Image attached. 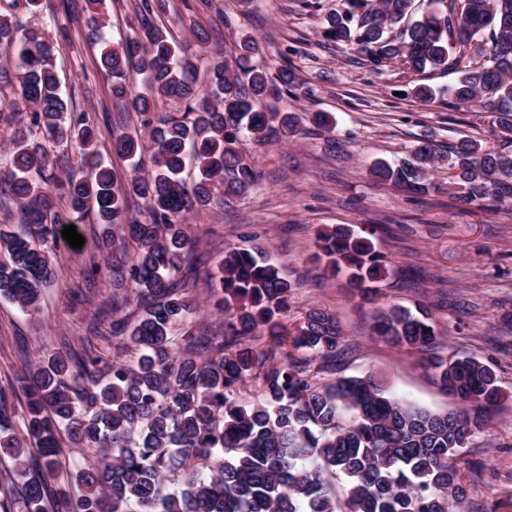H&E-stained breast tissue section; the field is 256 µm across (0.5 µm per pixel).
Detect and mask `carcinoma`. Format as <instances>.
Instances as JSON below:
<instances>
[{"instance_id": "cac0c4a2", "label": "carcinoma", "mask_w": 512, "mask_h": 512, "mask_svg": "<svg viewBox=\"0 0 512 512\" xmlns=\"http://www.w3.org/2000/svg\"><path fill=\"white\" fill-rule=\"evenodd\" d=\"M343 2L327 15L323 36L350 47L353 63L381 70L395 60L411 72L451 64L459 72L449 90L454 107H488L512 132V0ZM138 24L120 48L102 50L112 95L148 124L159 96L183 102L184 111L152 127L148 144L137 132L115 139L133 171L119 191L94 149L90 118L68 116L59 47L0 14V49L15 62L12 90L32 107L43 139L20 128L10 136L4 179L25 231L0 228V298L34 311L57 280L50 242L61 237L54 201L64 197L77 213L94 210L112 243V286L130 284L140 308L134 324L115 319L100 337L106 345L127 341L133 360L89 344L24 370L23 430L0 391V455L12 458L0 470V512H469L458 462L500 398L498 375L475 357L442 354L427 307H382L372 334L423 354L436 383L460 403L446 413L394 397L374 373L316 385V374L335 371L344 357L340 322L313 307L286 327L299 283L283 276L257 237L224 248L208 273L221 334L191 335L201 257L187 216L217 193L230 200L258 184L244 139L286 143L304 133V120L330 134L335 120L279 107L314 92L287 61L273 71L253 64L261 52L253 36H241L224 57L205 56L157 25L146 0ZM475 38L484 45L479 63L465 61ZM50 143L77 150L80 177L53 174ZM443 162L460 202L512 205V136L493 149L462 140L446 155L426 136L402 162H374L370 175L425 195ZM128 195L145 200V216L127 211ZM377 231L338 225L316 238L323 275H344V287L366 302L388 273ZM265 337L269 345L258 347ZM254 383L258 396L242 398ZM62 432L74 448L98 449L99 459L57 488Z\"/></svg>"}]
</instances>
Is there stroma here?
Returning <instances> with one entry per match:
<instances>
[{
    "mask_svg": "<svg viewBox=\"0 0 512 512\" xmlns=\"http://www.w3.org/2000/svg\"><path fill=\"white\" fill-rule=\"evenodd\" d=\"M145 1L174 36L188 37L197 26L207 30L211 51H230L244 33L261 44L258 63L275 66L280 51H288L315 92L313 101L295 102V110L317 109L336 119L332 149L324 138L312 135L265 147L246 139L243 151L259 171L260 183L234 200L216 198L208 209L189 217L199 252L215 260L244 236H259L288 275L303 279L289 322L313 306L336 314L349 352L338 372L319 373L317 384L331 383L339 375L376 373L385 377L394 395L433 410L455 409L456 399L437 385L421 354L373 337V305L351 297L341 280L318 277L313 260L318 229L379 225L380 249L391 268L380 286L379 304L430 306L444 336L442 351L474 356L498 375L502 398L472 436L460 468L469 512H512V327L507 324L512 316V206L459 208L444 167L433 175L434 189L419 200L375 182L369 173L375 159L405 158L425 135L444 146L461 137L496 146L503 133L494 112L483 107L454 110L444 98L424 103L409 97L414 84L444 88L456 75L435 71L422 76L398 65L375 72L352 64L349 47L325 40L320 17L303 10L297 0H212L207 8L199 0H104L100 32L86 24L85 0H42L41 14L49 20L45 37L60 48L62 89L73 112L93 121L104 162L123 175L130 174V165L112 143L135 122L113 99L100 57L105 41L120 42L136 26ZM56 209L78 224L85 239L82 249L63 239L52 244L59 280L44 290L36 311H21L0 298V392L17 409L22 398L14 385L26 361L52 355L66 343L80 350L97 334L108 333L113 295L122 298V313L136 307L130 288H113L110 271H102L93 285L84 279L88 256L103 263L112 259L93 212L76 214L64 199L57 200Z\"/></svg>",
    "mask_w": 512,
    "mask_h": 512,
    "instance_id": "obj_1",
    "label": "stroma"
}]
</instances>
